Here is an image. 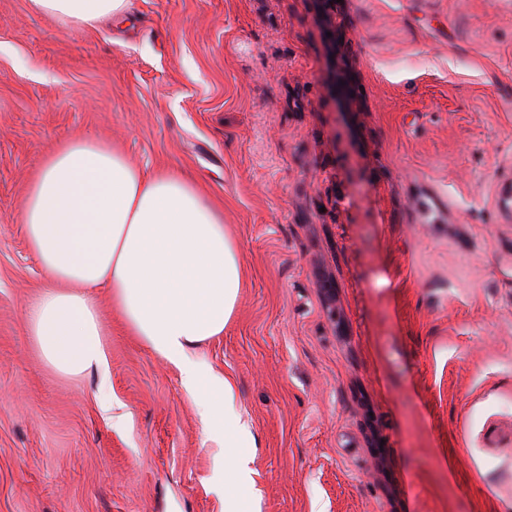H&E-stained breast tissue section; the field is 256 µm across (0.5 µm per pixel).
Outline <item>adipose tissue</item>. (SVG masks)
I'll use <instances>...</instances> for the list:
<instances>
[{
	"mask_svg": "<svg viewBox=\"0 0 512 512\" xmlns=\"http://www.w3.org/2000/svg\"><path fill=\"white\" fill-rule=\"evenodd\" d=\"M31 9L81 31L120 17L128 0H29ZM28 243L53 281L29 308L33 342L54 370L110 380L94 289H107L134 336L174 366L197 395L199 417L251 438L228 380L203 372L190 351L223 335L243 286L237 246L215 208L186 179L146 173L92 136L64 140L43 161L22 206ZM252 459L224 462V512L259 495Z\"/></svg>",
	"mask_w": 512,
	"mask_h": 512,
	"instance_id": "obj_1",
	"label": "adipose tissue"
}]
</instances>
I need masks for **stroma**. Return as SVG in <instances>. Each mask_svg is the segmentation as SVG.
Instances as JSON below:
<instances>
[{
  "mask_svg": "<svg viewBox=\"0 0 512 512\" xmlns=\"http://www.w3.org/2000/svg\"><path fill=\"white\" fill-rule=\"evenodd\" d=\"M79 135L223 214L244 286L194 356L247 446L106 289L109 387L40 357L21 205ZM241 450L247 512H512V0H0V512H224ZM129 0H29L30 8L61 26L81 31L120 17ZM251 462V457L244 453L225 459L224 487L228 488L227 493L224 494L225 512L244 511L242 493H246L252 501L260 496L252 478Z\"/></svg>",
  "mask_w": 512,
  "mask_h": 512,
  "instance_id": "35a3bbf8",
  "label": "stroma"
}]
</instances>
